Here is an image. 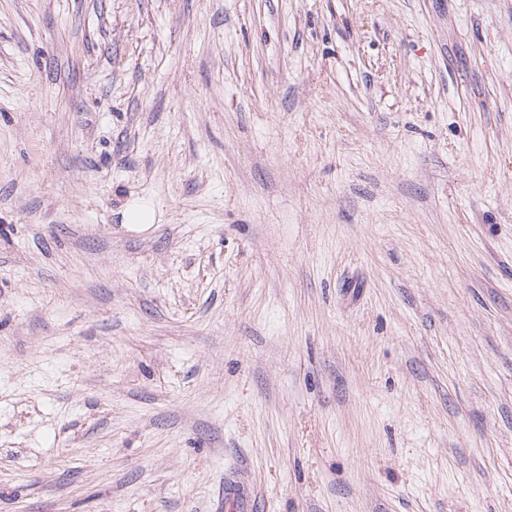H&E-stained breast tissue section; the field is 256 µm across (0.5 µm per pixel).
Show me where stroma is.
I'll return each instance as SVG.
<instances>
[{"instance_id": "stroma-1", "label": "stroma", "mask_w": 512, "mask_h": 512, "mask_svg": "<svg viewBox=\"0 0 512 512\" xmlns=\"http://www.w3.org/2000/svg\"><path fill=\"white\" fill-rule=\"evenodd\" d=\"M240 468L512 512V0H0V512ZM124 224H133L132 230L144 231L155 221V210L144 202H131L123 213Z\"/></svg>"}]
</instances>
